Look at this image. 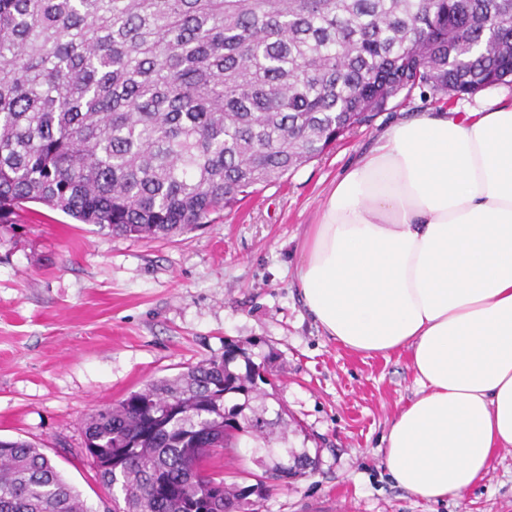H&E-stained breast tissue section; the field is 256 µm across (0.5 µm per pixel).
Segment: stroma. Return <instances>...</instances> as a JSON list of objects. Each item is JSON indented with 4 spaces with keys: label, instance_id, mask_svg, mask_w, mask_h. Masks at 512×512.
<instances>
[{
    "label": "stroma",
    "instance_id": "obj_1",
    "mask_svg": "<svg viewBox=\"0 0 512 512\" xmlns=\"http://www.w3.org/2000/svg\"><path fill=\"white\" fill-rule=\"evenodd\" d=\"M512 104V84L442 104L414 93L371 125L214 222L173 239L138 240L82 224L38 202L0 233V437L41 448L92 512H110L83 449L85 420L152 380L222 357L225 340L276 353L270 412L295 423L282 446L316 460L276 484L259 512H512V450L467 491L427 501L396 486L384 462L398 410L418 389L404 352L367 357L327 336L307 311L296 272L301 243L336 177L411 112H478Z\"/></svg>",
    "mask_w": 512,
    "mask_h": 512
}]
</instances>
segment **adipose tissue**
Instances as JSON below:
<instances>
[{
    "mask_svg": "<svg viewBox=\"0 0 512 512\" xmlns=\"http://www.w3.org/2000/svg\"><path fill=\"white\" fill-rule=\"evenodd\" d=\"M297 271L328 336L404 349L419 386L385 463L410 495L469 489L512 447V107L417 112L330 189Z\"/></svg>",
    "mask_w": 512,
    "mask_h": 512,
    "instance_id": "adipose-tissue-1",
    "label": "adipose tissue"
}]
</instances>
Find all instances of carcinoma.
I'll return each mask as SVG.
<instances>
[{
  "label": "carcinoma",
  "instance_id": "obj_1",
  "mask_svg": "<svg viewBox=\"0 0 512 512\" xmlns=\"http://www.w3.org/2000/svg\"><path fill=\"white\" fill-rule=\"evenodd\" d=\"M511 83L512 0H0V229L34 201L116 235L174 238L398 98ZM250 345L86 419L112 512H255L262 490L205 469L288 430L254 405L278 370L256 386ZM308 459L288 448L262 478ZM0 512L90 508L40 448L0 439Z\"/></svg>",
  "mask_w": 512,
  "mask_h": 512
}]
</instances>
